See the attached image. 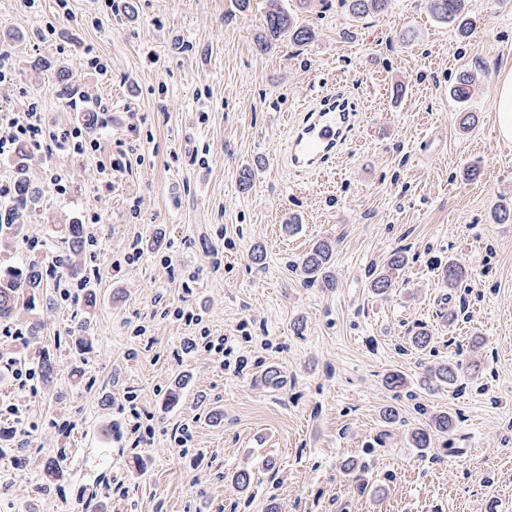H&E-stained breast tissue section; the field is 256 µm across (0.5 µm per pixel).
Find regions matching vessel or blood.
Segmentation results:
<instances>
[{
	"label": "vessel or blood",
	"instance_id": "obj_1",
	"mask_svg": "<svg viewBox=\"0 0 512 512\" xmlns=\"http://www.w3.org/2000/svg\"><path fill=\"white\" fill-rule=\"evenodd\" d=\"M357 110L358 104L345 83L320 94L293 124L284 165L293 174L303 176L332 166L355 129Z\"/></svg>",
	"mask_w": 512,
	"mask_h": 512
}]
</instances>
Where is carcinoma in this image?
I'll return each instance as SVG.
<instances>
[{
	"label": "carcinoma",
	"instance_id": "carcinoma-1",
	"mask_svg": "<svg viewBox=\"0 0 512 512\" xmlns=\"http://www.w3.org/2000/svg\"><path fill=\"white\" fill-rule=\"evenodd\" d=\"M268 6L262 28L255 39L256 52L264 54L283 43L305 46L317 38L314 28L297 24L294 15L284 5L283 0H267ZM393 0H340L355 17L367 15L381 16L391 7ZM465 0H430V8L436 19L457 25L462 37L472 33V23L464 12ZM473 90V77L467 70L459 72L451 89L452 97L463 104L470 100ZM30 153L24 144L18 145L13 163L15 169L14 201L0 205V246L12 247L26 237L27 225L38 216V208L43 190L26 176ZM63 239L68 244V252L58 258V263L71 276L82 272L80 255L85 243V228L82 224L61 225ZM332 247L325 241L317 243L306 253L300 263L306 281H322L328 287L336 285L331 270ZM407 264V256L396 250L385 257L369 281L371 291L385 296L395 288L394 273ZM442 280L448 287H457L466 277V269L454 259L442 268ZM50 285L39 263L30 260L19 266L0 269V319H8L15 314L27 316L26 332L28 339L38 342L45 333V325L40 310L50 301ZM461 371L459 363H442L425 369L422 385L428 389L449 387L458 381ZM453 430V419L445 412H431L428 424L416 428L409 434L410 444L421 450L431 447L433 433L449 434Z\"/></svg>",
	"mask_w": 512,
	"mask_h": 512
}]
</instances>
